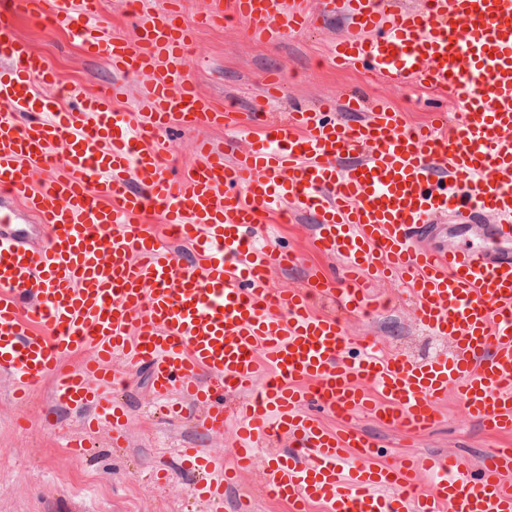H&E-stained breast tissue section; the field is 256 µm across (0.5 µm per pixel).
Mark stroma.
I'll return each mask as SVG.
<instances>
[{"instance_id":"35a3bbf8","label":"stroma","mask_w":512,"mask_h":512,"mask_svg":"<svg viewBox=\"0 0 512 512\" xmlns=\"http://www.w3.org/2000/svg\"><path fill=\"white\" fill-rule=\"evenodd\" d=\"M342 29V20L333 17L308 33L266 45L254 42L235 25L202 27L190 48L186 76L217 105L229 106L240 114L249 111L261 95L264 75L279 70L284 74L283 91L266 106L275 119L286 118L297 103L355 93L369 102L387 97L409 123L427 121L431 92L402 83L385 84L354 68L324 65L323 59ZM18 31L53 64L62 86L95 92L118 83L124 87L122 106H133L139 98L144 78L114 74L104 60L84 54L70 36L42 27L25 12L19 15ZM201 138L220 148L225 144V131L189 127L167 132L170 163L179 168L194 164L195 144ZM314 229V219L307 214L295 215L288 224L273 218L264 224L262 241L302 254L299 263L274 272L275 287L302 286L313 269L336 270V257L309 251L308 240ZM381 293L390 300V308L372 320L349 318V335L377 337L382 347L415 360L448 351V342L433 338L416 323L396 284H384ZM122 376L126 385L121 394L130 411L125 446L113 447L110 435L103 430L86 435L88 446L79 453L69 443L82 434L80 422L66 409L54 406L52 379L35 385L19 407L13 400L11 379L0 375V512H200L192 497L194 474L172 468L171 480L158 485L143 472L151 467H172L174 449L186 444L222 453L225 462H232L234 423H225L223 435L210 436L192 419H164L155 411L147 368L126 369ZM50 410L56 415L51 426L44 421ZM441 412L439 425L414 436L402 435L362 415L355 416L353 423L379 442L387 462L412 454H454L476 465L493 449L512 448V435L486 433L465 415L455 399L443 403ZM242 496L252 499L254 512H291L288 504L264 495L255 471L241 474L237 485L227 490L223 512H235L234 504Z\"/></svg>"}]
</instances>
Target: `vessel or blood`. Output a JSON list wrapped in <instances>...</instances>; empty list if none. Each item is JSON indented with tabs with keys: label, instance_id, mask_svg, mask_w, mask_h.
Masks as SVG:
<instances>
[{
	"label": "vessel or blood",
	"instance_id": "1",
	"mask_svg": "<svg viewBox=\"0 0 512 512\" xmlns=\"http://www.w3.org/2000/svg\"><path fill=\"white\" fill-rule=\"evenodd\" d=\"M213 3L192 23L180 0L135 11L133 34L112 39L99 30L100 0L0 7V197L23 202L18 211L0 200V372L14 378V400L52 377L55 406L119 444L130 414L112 362L147 367L169 414L200 408L197 425L211 434L236 422L235 467L203 448L176 451L182 468L205 473L194 493L210 512H222L243 469L258 470L264 493L292 512H512V448L478 466L438 454L381 466L378 441L350 423L363 412L421 433L452 393L487 432L512 433V0H321L316 11L305 0ZM22 9L116 73L148 77L143 103L116 108V86L69 90L73 106L60 108L46 95L55 68L17 35ZM330 16L345 21L330 66L432 89L456 120L440 111L408 128L385 100L346 94L272 121L275 74L242 117L184 75L199 27L241 24L272 45ZM180 127L223 128L225 147L199 141L193 166L168 167L160 134ZM29 160L51 171L41 185ZM276 210L285 221L315 217L311 247L342 259L341 279L315 270L302 287H273V271L299 260L257 242ZM151 211L193 242L191 260L144 224ZM22 214L46 229L43 248L30 245ZM443 216L480 229V243L428 246ZM396 278L449 352L416 361L347 335L343 314L374 317L383 304L373 287ZM317 297L340 315L314 314ZM83 353L79 368L64 367ZM325 414L340 427L325 426ZM281 440L290 452L259 455V444Z\"/></svg>",
	"mask_w": 512,
	"mask_h": 512
}]
</instances>
